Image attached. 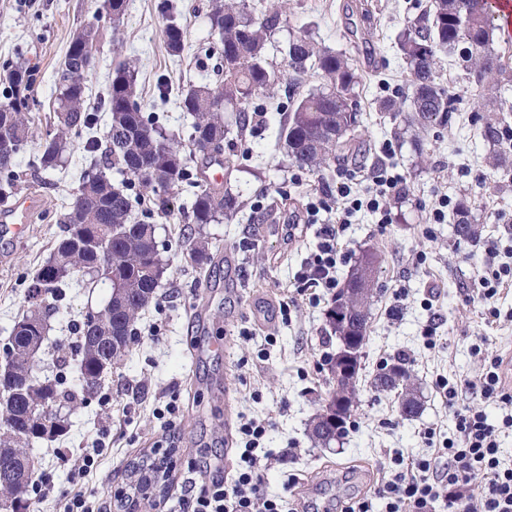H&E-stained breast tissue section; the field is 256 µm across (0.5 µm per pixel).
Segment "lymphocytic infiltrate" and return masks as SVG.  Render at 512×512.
<instances>
[{
    "instance_id": "1",
    "label": "lymphocytic infiltrate",
    "mask_w": 512,
    "mask_h": 512,
    "mask_svg": "<svg viewBox=\"0 0 512 512\" xmlns=\"http://www.w3.org/2000/svg\"><path fill=\"white\" fill-rule=\"evenodd\" d=\"M402 177L377 171L367 174L363 191H355L353 176L336 183L341 204L337 225L323 228L315 252L306 258L300 278L304 287L335 291L341 225L354 212L366 209L391 221L386 198L396 191ZM457 436L439 449L437 459L410 462L394 459V468L378 482L372 494L345 508L344 512H430L441 491L466 488L463 512H512V468L501 467L496 429L486 416L471 407L456 410ZM244 441L232 480L216 471L208 481L188 482L183 487V512H282V501L264 495L261 462L269 453L262 446L266 425L249 421L240 427Z\"/></svg>"
}]
</instances>
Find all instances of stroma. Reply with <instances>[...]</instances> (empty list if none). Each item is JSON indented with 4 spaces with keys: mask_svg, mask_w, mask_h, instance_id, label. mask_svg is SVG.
<instances>
[{
    "mask_svg": "<svg viewBox=\"0 0 512 512\" xmlns=\"http://www.w3.org/2000/svg\"><path fill=\"white\" fill-rule=\"evenodd\" d=\"M432 0H289L266 49L282 65L281 46L290 33L307 28L314 38L342 51L363 76L360 131L369 149L361 163L333 164L319 172H298L276 135L285 112L268 106L257 127L234 128L224 140L221 161L233 162L252 148L249 166L230 176L239 192L234 221L205 224L201 233L212 244L205 267L191 263L178 245L189 232L186 214L158 221L156 237L171 268L156 304L137 322V335L118 367L105 376L96 397L68 414V430L30 449L34 474L50 488L37 512H50L53 501L70 487L68 472L85 448L104 438L96 470L86 477L88 494L113 503L112 512H181L180 482L188 463L224 462L232 478L240 444L227 426L249 420L265 422L263 441L272 452L262 489L284 497L290 512H341L346 503L376 484L381 465L397 457L432 458L444 441L455 437V410L467 405L497 426L499 460L512 468V429L504 428L501 403L481 393L483 347L501 359L512 358V285L495 298L499 318L488 315L478 296V278L499 266H512V170H494L486 162L492 147L471 118L490 99L512 104V82L479 86L454 58H443L437 72L458 109L452 129L436 136L410 128L391 137L394 121L379 111L378 99L406 91V65L396 39L409 19ZM103 0H0V103L11 95L5 68L22 61L33 67L28 91L37 135L52 130L61 68L74 34L99 25L98 64L86 79V97L99 105L117 62L138 59L135 95L144 112L159 115L166 131L187 134L192 118L179 107V94L193 86L224 79L217 38L209 23L210 0H126L119 27L98 23ZM181 27L189 53L170 55L164 42L169 24ZM167 82L169 97L158 92ZM76 137L61 167L34 171L33 147L20 157L22 177L0 196V210L22 195H40L23 239L0 243V363L15 321L26 309L34 271L50 256L63 226L80 176L92 157ZM400 173L403 193L389 196L392 221L356 212L338 243L345 254L336 277L345 280L361 250L376 253L377 293L371 303L367 341L356 381L358 407L342 446L312 447L306 428L331 390L326 358L336 350L327 324L333 296L312 298L301 291L297 274L318 241L320 225L336 220L320 212L309 223V192L327 196L339 175H363L379 168ZM300 181H293V174ZM447 196L444 223L431 219V208ZM467 202L477 240L453 232L459 202ZM107 288L72 283L48 318L49 333L36 366L38 377L62 376L77 386L72 371H57L56 349L75 341V325L88 310L101 309ZM433 344H426V337ZM222 348H215V341ZM405 356L422 393L418 417L405 419L394 394L379 392L371 381L385 361ZM458 385L447 402L440 378ZM177 402L173 421L158 414ZM174 450L176 468L163 493L133 508L117 505L129 493L128 470L141 455Z\"/></svg>",
    "mask_w": 512,
    "mask_h": 512,
    "instance_id": "35a3bbf8",
    "label": "stroma"
}]
</instances>
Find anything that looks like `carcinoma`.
<instances>
[{
    "label": "carcinoma",
    "instance_id": "1",
    "mask_svg": "<svg viewBox=\"0 0 512 512\" xmlns=\"http://www.w3.org/2000/svg\"><path fill=\"white\" fill-rule=\"evenodd\" d=\"M471 9L461 15L459 0H434L433 9L424 11L398 36L397 47L408 69V93L382 100L380 107L393 113L407 127L437 135L455 123L456 109L448 88L436 81L435 73L441 56L459 54L460 67L475 83H498L507 68L492 54V26L487 0H469ZM282 12V2L275 0L262 16L248 9L246 0H211L209 22L220 44L224 67V84L211 88H191L180 99L182 111L194 121L188 140L192 149L185 156L176 138L164 134L156 125V116L131 106L137 65L125 61L112 73V81L104 99L109 112L106 132L107 146L99 167L82 177L79 208L63 215L64 234L57 241L49 259L34 273L27 295V309L14 323L5 350V366L21 381L32 369L37 342L48 332L47 310L62 299L63 289L78 276H89L90 284L106 285L111 303L98 310L97 318L83 316L76 324L74 345L63 350L62 363H74L78 381L92 380L93 388L76 389L64 386L56 378L50 392L23 387L12 394L0 393V508L11 512H30L32 506V475L34 464L20 458L27 443L18 434L28 431L38 438L45 427L43 419L58 424L57 433L67 431V421L59 409H75L87 404L98 394L105 377L103 362L114 366L126 355L136 323L146 308L158 300V290L170 268L163 259L156 240L154 219L175 214L171 196L175 187L193 181L197 192L191 202L194 224H220L233 221L238 212L237 196L231 189L213 186L193 179L189 162L195 157L210 162L213 153L200 143L222 146L232 125L246 123L247 114L259 107L260 97L275 89L280 71L268 61L266 42ZM167 50L180 55L185 49L182 30L170 25L165 31ZM99 32L88 27L71 40L64 66L58 75L57 124L54 132L36 144L37 168L54 170L71 145L70 135L94 126L97 114L89 111L86 85L75 79L82 62L75 49L97 48ZM284 59L294 75L295 86L315 75L320 85L297 97H290L288 119L279 130L278 144L299 167L315 170L334 159H345L355 144L359 127L358 91L362 77L348 58L330 47L321 46L305 31L288 38L283 48ZM11 97L0 112V126L12 130L11 148L0 152V181L11 188L19 176V157L33 141L30 128L29 101L26 91L33 82V73L21 64L6 70ZM512 105L501 102L477 111L475 122L481 135L492 147L491 163L506 169L512 164V123L507 113ZM126 176L139 185L148 197L142 219L132 220L131 195L112 184L110 171ZM460 218L454 226L460 238H474L477 228L469 219L467 205L458 209ZM103 225L104 236L97 246L107 249L100 256L76 232V225ZM181 247L198 265L209 259L208 241L189 237ZM374 263V255L364 252L336 293L327 313V322L334 337L345 343L367 335L368 310L373 288H359L360 282ZM374 387L398 394L400 415L408 418L418 413L420 402L412 374L400 382H392L380 373ZM343 395L345 426L336 433L325 413H317L308 424V437L320 448L342 444L348 434L356 404L355 381L340 389Z\"/></svg>",
    "mask_w": 512,
    "mask_h": 512
}]
</instances>
